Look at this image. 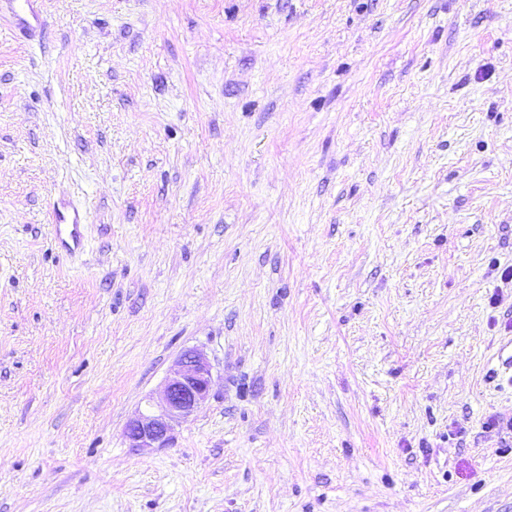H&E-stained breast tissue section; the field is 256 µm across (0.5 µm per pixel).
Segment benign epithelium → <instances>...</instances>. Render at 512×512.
<instances>
[{"label":"benign epithelium","instance_id":"obj_1","mask_svg":"<svg viewBox=\"0 0 512 512\" xmlns=\"http://www.w3.org/2000/svg\"><path fill=\"white\" fill-rule=\"evenodd\" d=\"M212 366L203 350L189 348L170 369L159 395L151 396L124 429L131 448H164L175 427L187 421L208 400Z\"/></svg>","mask_w":512,"mask_h":512}]
</instances>
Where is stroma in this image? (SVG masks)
Listing matches in <instances>:
<instances>
[{"label":"stroma","mask_w":512,"mask_h":512,"mask_svg":"<svg viewBox=\"0 0 512 512\" xmlns=\"http://www.w3.org/2000/svg\"><path fill=\"white\" fill-rule=\"evenodd\" d=\"M39 8L0 13V512H512V0ZM192 347L208 402L129 447ZM20 31L31 32L41 26V13L37 8L39 0H7ZM52 223L55 224L56 233L59 234L61 226L69 229L73 247L82 246L83 237L80 226L86 224V217L83 212L74 207L69 201L61 199L52 209Z\"/></svg>","instance_id":"35a3bbf8"}]
</instances>
